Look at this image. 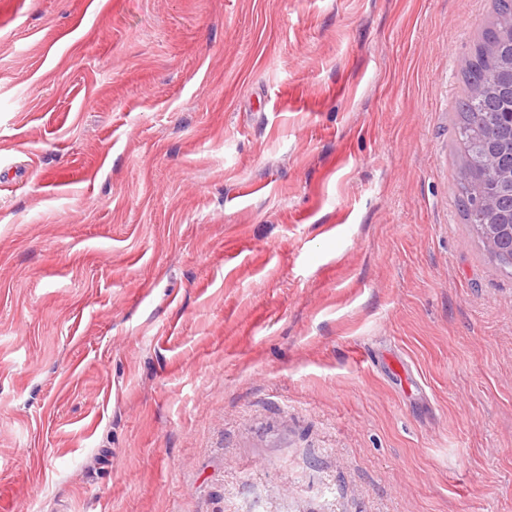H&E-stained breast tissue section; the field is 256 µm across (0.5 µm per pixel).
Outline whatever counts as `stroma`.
<instances>
[{
    "mask_svg": "<svg viewBox=\"0 0 512 512\" xmlns=\"http://www.w3.org/2000/svg\"><path fill=\"white\" fill-rule=\"evenodd\" d=\"M492 5L0 0V512H512ZM510 19L512 0H494L493 18L466 63L463 71L465 94L455 101L454 109L461 153L457 204L466 224L473 230V224L482 219L476 215V207L485 211L487 224L476 225L484 246L492 253L501 249L502 253L491 259L502 272L512 274V264L507 259L512 250L508 245L500 248L502 243L512 242L511 218H504L490 203H476L480 195L495 188L481 178V168L477 164L485 146L496 153L502 164L512 162V100L500 92L504 53L500 40ZM475 128L483 133V139L478 143H474Z\"/></svg>",
    "mask_w": 512,
    "mask_h": 512,
    "instance_id": "obj_1",
    "label": "stroma"
}]
</instances>
